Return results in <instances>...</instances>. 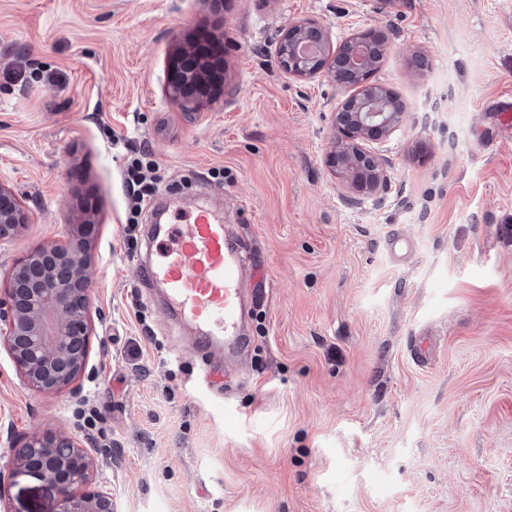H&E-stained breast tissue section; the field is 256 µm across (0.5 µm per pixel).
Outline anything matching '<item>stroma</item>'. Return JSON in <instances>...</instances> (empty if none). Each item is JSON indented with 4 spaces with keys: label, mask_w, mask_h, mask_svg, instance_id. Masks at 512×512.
Returning <instances> with one entry per match:
<instances>
[{
    "label": "stroma",
    "mask_w": 512,
    "mask_h": 512,
    "mask_svg": "<svg viewBox=\"0 0 512 512\" xmlns=\"http://www.w3.org/2000/svg\"><path fill=\"white\" fill-rule=\"evenodd\" d=\"M302 19L336 45L388 40L373 81L408 116L376 144L381 196L353 197L329 164L334 79L276 63ZM206 44L223 48L220 78L187 112L170 63ZM509 110L512 0H0V182L31 217L0 243V282L96 222L89 376L31 391L0 346V512H58L56 490L10 463L43 430L83 446L115 512H512ZM140 147L155 199L185 214L209 188L264 269L236 419L136 278L156 254L151 208L125 233ZM418 335L434 341L425 367L407 350Z\"/></svg>",
    "instance_id": "35a3bbf8"
}]
</instances>
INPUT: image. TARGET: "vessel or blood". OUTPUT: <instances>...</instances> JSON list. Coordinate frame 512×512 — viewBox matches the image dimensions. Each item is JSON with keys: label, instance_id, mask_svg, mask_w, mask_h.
<instances>
[{"label": "vessel or blood", "instance_id": "b4317fda", "mask_svg": "<svg viewBox=\"0 0 512 512\" xmlns=\"http://www.w3.org/2000/svg\"><path fill=\"white\" fill-rule=\"evenodd\" d=\"M161 249L142 264L138 280L156 291L167 316L191 333L194 348L222 357L225 368L248 355L243 288L247 256L238 238L210 203L181 224H156Z\"/></svg>", "mask_w": 512, "mask_h": 512}]
</instances>
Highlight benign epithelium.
<instances>
[{
  "mask_svg": "<svg viewBox=\"0 0 512 512\" xmlns=\"http://www.w3.org/2000/svg\"><path fill=\"white\" fill-rule=\"evenodd\" d=\"M371 38L362 32L336 49L323 24L297 20L283 30L277 58L280 68L299 80L327 70L347 92L333 117L334 160L356 191L375 196L386 189L388 176L383 159L369 145L401 127L407 112L395 93L371 82ZM202 82L201 74L185 73L169 87V95L193 112L196 101L184 92V85ZM28 223L29 213L0 182V242L17 237ZM93 230L87 219L70 224L68 244H44L17 258L5 288L7 298L0 297V342L32 391L60 390L86 373ZM12 466L52 486L59 495V512H114L112 494L87 489L93 463L65 434L29 436L14 449Z\"/></svg>",
  "mask_w": 512,
  "mask_h": 512,
  "instance_id": "obj_1",
  "label": "benign epithelium"
}]
</instances>
